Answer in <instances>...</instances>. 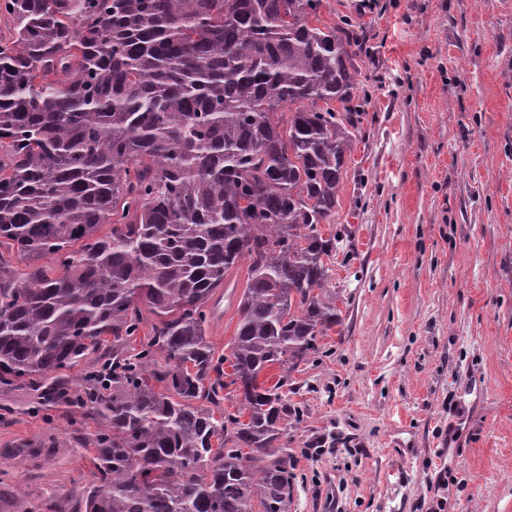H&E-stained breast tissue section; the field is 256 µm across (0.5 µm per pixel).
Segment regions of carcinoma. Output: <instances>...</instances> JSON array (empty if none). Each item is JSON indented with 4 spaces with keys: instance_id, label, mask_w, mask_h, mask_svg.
Listing matches in <instances>:
<instances>
[{
    "instance_id": "obj_1",
    "label": "carcinoma",
    "mask_w": 512,
    "mask_h": 512,
    "mask_svg": "<svg viewBox=\"0 0 512 512\" xmlns=\"http://www.w3.org/2000/svg\"><path fill=\"white\" fill-rule=\"evenodd\" d=\"M321 6L0 0V247L26 262L0 259V386L95 425L90 486L45 512H288L282 388L341 323L324 225L361 108ZM245 260L227 356L207 327Z\"/></svg>"
}]
</instances>
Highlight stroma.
<instances>
[{
    "label": "stroma",
    "instance_id": "35a3bbf8",
    "mask_svg": "<svg viewBox=\"0 0 512 512\" xmlns=\"http://www.w3.org/2000/svg\"><path fill=\"white\" fill-rule=\"evenodd\" d=\"M359 39L341 324L288 402V512H512V0H324ZM73 406L0 388V512L92 480Z\"/></svg>",
    "mask_w": 512,
    "mask_h": 512
}]
</instances>
